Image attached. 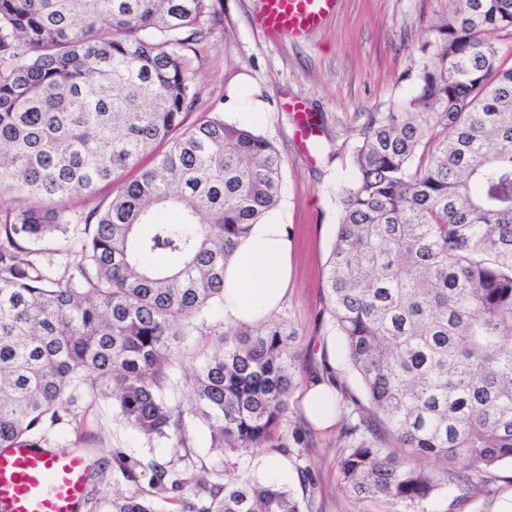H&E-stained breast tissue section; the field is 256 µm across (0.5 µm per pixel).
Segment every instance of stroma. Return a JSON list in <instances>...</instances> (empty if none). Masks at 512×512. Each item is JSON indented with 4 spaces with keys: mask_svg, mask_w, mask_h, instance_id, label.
<instances>
[{
    "mask_svg": "<svg viewBox=\"0 0 512 512\" xmlns=\"http://www.w3.org/2000/svg\"><path fill=\"white\" fill-rule=\"evenodd\" d=\"M449 0H338L323 24L301 37H266L257 17L260 0H223V14L196 47L191 80L197 93L185 124L194 126L212 113L238 121L256 112V131L267 137L284 160L283 191L277 216L293 241L288 295L276 320L300 331L298 388L281 425L280 447L299 497L312 500V512H384L380 502L360 501L341 486L336 446L344 421L317 428L302 406L303 384L329 361L339 380L356 386L343 341L326 313L323 275L336 233V182L349 172V155L358 139L361 114L389 112L412 97L423 65L418 45L431 26L448 15ZM304 104L320 129L314 145L302 148L290 101ZM68 449L88 454L102 469L104 494L131 493L147 485L150 461L167 462L165 445L147 443L121 426L111 400L103 399L51 429ZM141 461L137 483L117 470L115 456ZM312 481H304L303 467Z\"/></svg>",
    "mask_w": 512,
    "mask_h": 512,
    "instance_id": "obj_1",
    "label": "stroma"
}]
</instances>
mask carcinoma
<instances>
[{
    "mask_svg": "<svg viewBox=\"0 0 512 512\" xmlns=\"http://www.w3.org/2000/svg\"><path fill=\"white\" fill-rule=\"evenodd\" d=\"M219 2L0 0V449L46 445V423L107 398L172 449L147 490L100 505L103 474L90 476V512H155L169 491L179 512H311L236 471L277 435L299 352L282 322L212 321L225 264L283 187L252 127L215 112L183 129L186 51ZM451 4L419 47L416 94L365 114L324 279L361 385H338L339 479L389 512H425L452 488L505 512L496 471L512 466V65L488 38L512 34V0ZM103 181L121 182L106 209H68ZM198 425L209 469L190 451Z\"/></svg>",
    "mask_w": 512,
    "mask_h": 512,
    "instance_id": "1",
    "label": "carcinoma"
}]
</instances>
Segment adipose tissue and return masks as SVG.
<instances>
[{"mask_svg":"<svg viewBox=\"0 0 512 512\" xmlns=\"http://www.w3.org/2000/svg\"><path fill=\"white\" fill-rule=\"evenodd\" d=\"M291 248L288 227L279 219L251 225L224 267V299L213 305L225 326L250 330L279 310L288 292ZM303 405L318 427L335 423L336 391L331 384L312 381L305 389Z\"/></svg>","mask_w":512,"mask_h":512,"instance_id":"adipose-tissue-1","label":"adipose tissue"}]
</instances>
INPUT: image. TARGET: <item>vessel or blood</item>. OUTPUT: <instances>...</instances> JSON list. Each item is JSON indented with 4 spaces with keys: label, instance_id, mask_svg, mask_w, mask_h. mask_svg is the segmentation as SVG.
Wrapping results in <instances>:
<instances>
[{
    "label": "vessel or blood",
    "instance_id": "1",
    "mask_svg": "<svg viewBox=\"0 0 512 512\" xmlns=\"http://www.w3.org/2000/svg\"><path fill=\"white\" fill-rule=\"evenodd\" d=\"M338 0H262L269 35L300 36L319 26ZM92 460L82 453L53 457L21 443L0 452V503L8 512H78Z\"/></svg>",
    "mask_w": 512,
    "mask_h": 512
}]
</instances>
